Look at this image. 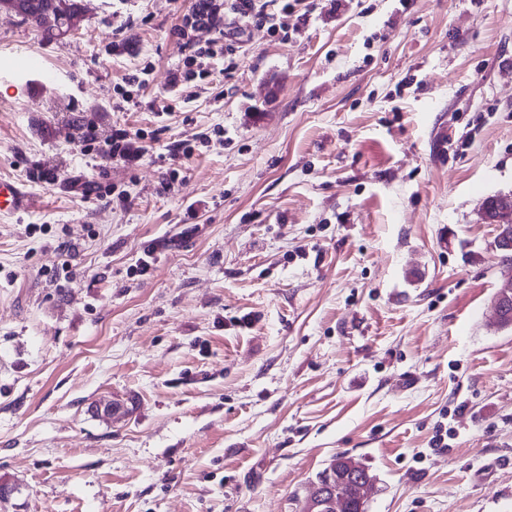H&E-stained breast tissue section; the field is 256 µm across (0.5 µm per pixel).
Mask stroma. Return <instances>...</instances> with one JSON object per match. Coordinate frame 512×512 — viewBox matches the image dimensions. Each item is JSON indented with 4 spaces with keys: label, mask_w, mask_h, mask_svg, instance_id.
<instances>
[{
    "label": "stroma",
    "mask_w": 512,
    "mask_h": 512,
    "mask_svg": "<svg viewBox=\"0 0 512 512\" xmlns=\"http://www.w3.org/2000/svg\"><path fill=\"white\" fill-rule=\"evenodd\" d=\"M191 4L84 0L52 42L0 11V178L35 198L0 216V512H298L342 452L366 512H512L481 219L512 194V0H303L177 89ZM28 54L58 84L7 72ZM112 157L124 164L133 165L142 157L141 146L138 144L139 135H132L125 129L112 131Z\"/></svg>",
    "instance_id": "1"
}]
</instances>
